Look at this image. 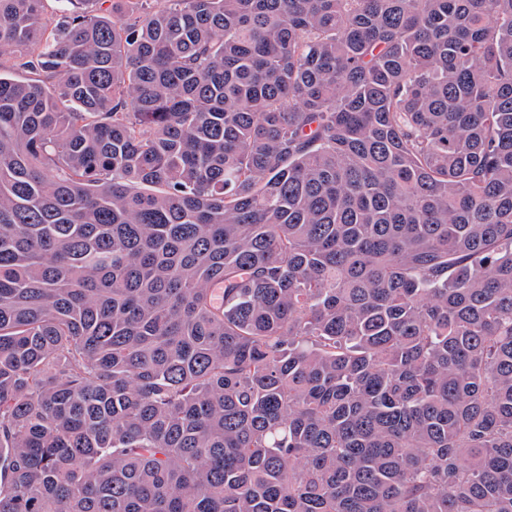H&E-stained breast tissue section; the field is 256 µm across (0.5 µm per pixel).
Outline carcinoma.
<instances>
[{"instance_id":"1","label":"carcinoma","mask_w":512,"mask_h":512,"mask_svg":"<svg viewBox=\"0 0 512 512\" xmlns=\"http://www.w3.org/2000/svg\"><path fill=\"white\" fill-rule=\"evenodd\" d=\"M45 2L0 512H512V0Z\"/></svg>"}]
</instances>
